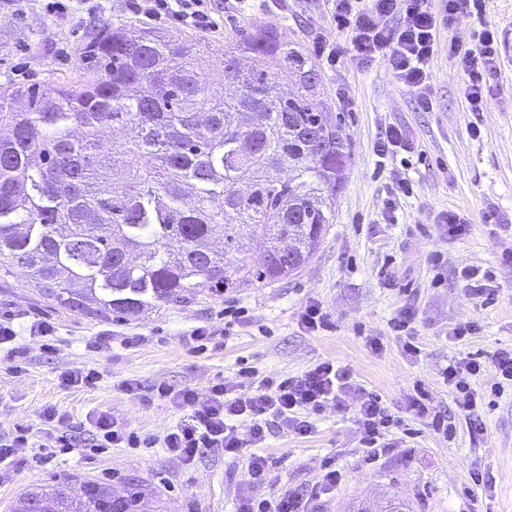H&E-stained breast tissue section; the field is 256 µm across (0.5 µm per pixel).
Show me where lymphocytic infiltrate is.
<instances>
[{"mask_svg": "<svg viewBox=\"0 0 512 512\" xmlns=\"http://www.w3.org/2000/svg\"><path fill=\"white\" fill-rule=\"evenodd\" d=\"M330 20L337 30L349 35V51L359 64L382 62L388 71L414 93L418 105L432 109L429 83L430 64L437 51L440 32L458 11L473 7L483 14L486 0H328ZM136 11L150 20L167 19L193 29L213 27L214 21L204 0H140ZM397 25H388V18ZM448 55L466 73L464 89L471 111L483 105V79L498 58L497 41L491 29H484L477 48L449 41ZM483 367L479 358L468 356L449 361L442 378L455 394L461 411L471 414L475 429L483 419L476 416L477 401L469 379ZM159 400L182 410L184 417L160 439L140 438L111 414L98 412L90 418L93 440L99 448H129L161 445L183 463H194L206 450L216 449L226 456H238L250 448L247 479L240 485L236 512H310L312 502L332 493L341 482V473L332 461L306 493L281 491L274 497L256 498L254 490L267 482L272 462L261 450L271 430L297 438L312 436L316 421L327 405L337 412L354 413L369 461H378L388 448L385 440L395 419L379 394L357 383L351 372L335 361L323 360L300 375L277 380L259 377L254 367L240 368L235 384H212L206 395L185 387L157 389ZM360 398L351 406L348 398Z\"/></svg>", "mask_w": 512, "mask_h": 512, "instance_id": "f902f5d3", "label": "lymphocytic infiltrate"}]
</instances>
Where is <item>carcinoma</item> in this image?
I'll list each match as a JSON object with an SVG mask.
<instances>
[{
	"label": "carcinoma",
	"mask_w": 512,
	"mask_h": 512,
	"mask_svg": "<svg viewBox=\"0 0 512 512\" xmlns=\"http://www.w3.org/2000/svg\"><path fill=\"white\" fill-rule=\"evenodd\" d=\"M212 64L198 63L199 49ZM73 84L0 86V271L92 318L136 320L206 292L288 278L317 252L350 160L316 64L276 27L224 44L106 23ZM239 93L217 97L215 79ZM129 128L102 150L106 129ZM270 241L262 262L224 255ZM112 512L96 481L46 485L11 512ZM141 484L125 512H147Z\"/></svg>",
	"instance_id": "cac0c4a2"
}]
</instances>
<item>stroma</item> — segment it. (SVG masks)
<instances>
[{"instance_id": "1", "label": "stroma", "mask_w": 512, "mask_h": 512, "mask_svg": "<svg viewBox=\"0 0 512 512\" xmlns=\"http://www.w3.org/2000/svg\"><path fill=\"white\" fill-rule=\"evenodd\" d=\"M216 28L202 38L222 43L238 30L278 27L314 60L342 124L351 155L336 211L322 244L300 271L282 282L243 288L223 298L200 297L185 306H165L138 320H92L58 307L18 277H0V321L19 334L21 365L0 351V437L26 435L30 446L0 473V512H9L21 493L44 484L79 489L97 481L123 489L140 479L157 512H232L246 477L245 457L208 452L193 464L162 448L93 450L86 418L105 411L141 435L162 437L178 422L176 407L143 403L122 391L136 379L143 393L164 385L206 393L217 380L233 383L241 365L259 375L292 377L316 362L333 360L379 393L397 420V443L378 462L365 460L352 418L326 408L308 438L272 432L265 452L273 467L261 497L282 488L312 487L325 459L342 472V482L325 496L319 512H348L352 503L386 496L412 512H512V390L491 398L497 380L491 363L512 348V0H488L483 15L464 10L442 29L431 63L432 110H422L411 91L383 64L359 67L348 54V36L327 17L325 0H210ZM145 25L128 0H85L62 17L49 16L43 0H0V86L58 85L76 81L75 59L90 24ZM494 29L500 47L486 77L482 111H470L468 81L448 56L449 40L475 47L483 29ZM334 49L327 62L315 53L317 40ZM401 126L411 151L379 162L373 146L387 124ZM407 179L410 196L396 213L385 204L395 179ZM456 211L468 231L453 236L441 217ZM489 274L491 300L472 297L461 273ZM321 303L330 326L308 332L300 314ZM414 319L407 335H395L390 319L404 309ZM53 325L52 339L31 335L32 325ZM472 323L474 335L452 339L453 329ZM207 328L211 340L197 349L191 334ZM137 337L126 345L125 337ZM379 338L381 350L369 341ZM420 346L413 357L405 342ZM480 357L484 369L470 378L483 406L482 430L471 429L442 369L453 358ZM79 367L99 372L90 387L63 385L61 371ZM425 388L446 430L417 418L411 400ZM55 409L73 422L74 449L42 447L40 413ZM484 484H475L473 472Z\"/></svg>"}]
</instances>
